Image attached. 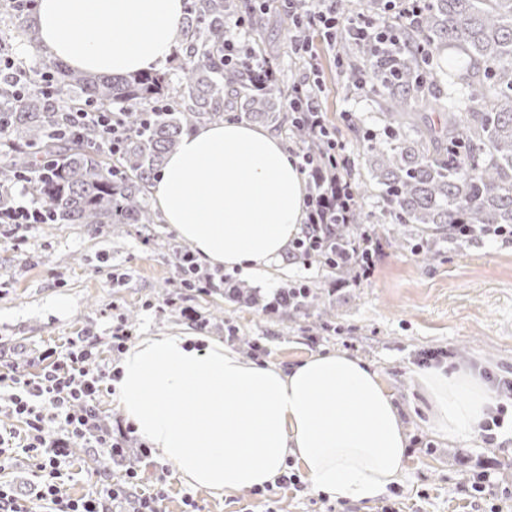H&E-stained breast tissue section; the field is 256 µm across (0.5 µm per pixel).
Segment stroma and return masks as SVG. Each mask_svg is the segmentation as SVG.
I'll return each mask as SVG.
<instances>
[{
    "mask_svg": "<svg viewBox=\"0 0 512 512\" xmlns=\"http://www.w3.org/2000/svg\"><path fill=\"white\" fill-rule=\"evenodd\" d=\"M316 65L324 83L321 108L360 167V144L346 114L373 124L370 94L347 90L337 76L333 51L317 46ZM371 228L382 242L371 280L337 281L334 273L307 261L273 260L270 271L249 278L236 270L212 269L213 286L186 287L167 243L176 233L167 224L0 225V363L42 367L46 349L64 350L76 336H107L129 327L134 339L187 328L212 336L255 362L290 366L304 358L343 350L371 364L404 410L409 448L401 478L371 503L338 502L308 485L250 489L215 496L184 484L175 463L144 453L131 441L126 460L100 449H71L65 471L75 499L99 494L104 479L129 484L132 493L163 489L161 512H512V440L486 444L481 435L451 443L428 422L430 404L416 373L429 350L443 353L455 370H475L491 381L512 379V239L479 237L467 242L429 237L436 254L423 261L400 226L384 223L373 199H365ZM233 280L256 295L251 305L224 299ZM291 282L326 291L327 312L269 313L264 299ZM66 299L68 309L57 306ZM135 463L137 476L125 470ZM483 466L493 481L483 498L465 487L467 472Z\"/></svg>",
    "mask_w": 512,
    "mask_h": 512,
    "instance_id": "35a3bbf8",
    "label": "stroma"
}]
</instances>
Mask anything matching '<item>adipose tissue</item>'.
I'll list each match as a JSON object with an SVG mask.
<instances>
[{
    "instance_id": "1",
    "label": "adipose tissue",
    "mask_w": 512,
    "mask_h": 512,
    "mask_svg": "<svg viewBox=\"0 0 512 512\" xmlns=\"http://www.w3.org/2000/svg\"><path fill=\"white\" fill-rule=\"evenodd\" d=\"M184 0H39L41 47L68 68H162ZM165 223L200 262L252 277L297 234L306 182L282 140L244 122L184 135L154 189ZM114 398L136 434L213 495L274 483L297 465L313 491L374 500L398 482L409 438L378 373L345 351L296 365L256 363L186 329L146 336L117 364ZM417 379L430 424L448 441L479 431L496 407L480 375L434 367Z\"/></svg>"
}]
</instances>
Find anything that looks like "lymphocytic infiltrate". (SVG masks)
<instances>
[{
	"mask_svg": "<svg viewBox=\"0 0 512 512\" xmlns=\"http://www.w3.org/2000/svg\"><path fill=\"white\" fill-rule=\"evenodd\" d=\"M253 12L279 7L292 18L296 28L318 30L332 40L338 25H346L358 39H379L377 25L362 16L342 17L336 0H251ZM315 68H308L302 82L294 86L288 109L315 132L324 152H300L299 167L307 173L310 192L306 199V220L295 248L317 245L336 224L353 220L359 205L351 178V162L345 143L328 128L322 118ZM99 352L93 341H70L66 353L53 360L37 376H28L20 366L0 373V385L14 390L4 403L10 414L25 425L23 436L0 431V470L15 457L27 455L35 461L40 479L38 496L52 505L53 512H112L111 505L128 498L124 485L109 484L94 498L73 499L66 495L62 465L69 455L70 441L83 439L93 448H104L114 456L123 452L121 437L102 425L95 407L108 373L99 368Z\"/></svg>",
	"mask_w": 512,
	"mask_h": 512,
	"instance_id": "f902f5d3",
	"label": "lymphocytic infiltrate"
}]
</instances>
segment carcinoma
<instances>
[{"label": "carcinoma", "instance_id": "carcinoma-1", "mask_svg": "<svg viewBox=\"0 0 512 512\" xmlns=\"http://www.w3.org/2000/svg\"><path fill=\"white\" fill-rule=\"evenodd\" d=\"M340 15L362 13L392 30L381 46L336 32L339 75L356 89L369 85L378 107L375 124L356 117L366 173L354 175L371 188L382 216L424 233L456 224L476 230L512 225V0H427L411 26L400 23L385 0H339ZM245 12L240 0H189L180 37L184 55L174 72L97 76L52 60L32 70L21 93L0 86V131L13 143L0 165V207L9 189L24 182L47 224H158L149 196L166 156L184 134L226 119L258 122L305 151L319 140L281 110L292 88L277 79L258 92L247 65H224L225 23ZM31 11L19 17L14 36L39 41ZM265 15H250L249 37L237 42L274 58L258 37ZM88 106L123 113L120 151L101 147L98 129L68 135L72 113ZM353 234L334 228L332 248L291 259L315 260L341 275ZM319 289L286 285L270 310L318 308Z\"/></svg>", "mask_w": 512, "mask_h": 512}]
</instances>
